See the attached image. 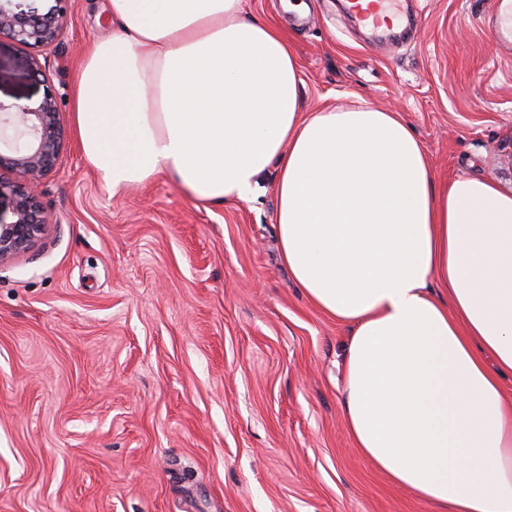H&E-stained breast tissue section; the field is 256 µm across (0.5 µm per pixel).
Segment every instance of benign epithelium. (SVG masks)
<instances>
[{"instance_id": "7a95c632", "label": "benign epithelium", "mask_w": 512, "mask_h": 512, "mask_svg": "<svg viewBox=\"0 0 512 512\" xmlns=\"http://www.w3.org/2000/svg\"><path fill=\"white\" fill-rule=\"evenodd\" d=\"M44 12L17 0H0V35L24 48L48 49L59 40L70 0H51ZM56 96L48 91L27 104L0 102V199H12L13 221L0 218V264L29 250L44 232L47 219L36 189L56 166L62 147ZM9 176H3V173Z\"/></svg>"}]
</instances>
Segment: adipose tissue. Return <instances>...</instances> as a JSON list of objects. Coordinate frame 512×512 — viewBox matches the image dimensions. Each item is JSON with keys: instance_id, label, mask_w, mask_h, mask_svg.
Instances as JSON below:
<instances>
[{"instance_id": "1", "label": "adipose tissue", "mask_w": 512, "mask_h": 512, "mask_svg": "<svg viewBox=\"0 0 512 512\" xmlns=\"http://www.w3.org/2000/svg\"><path fill=\"white\" fill-rule=\"evenodd\" d=\"M72 92L113 194L168 175L251 201L296 288L351 327L342 412L359 453L433 512H512V188L437 179L412 126L359 103L303 114L299 66L246 0H108Z\"/></svg>"}]
</instances>
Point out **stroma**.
Instances as JSON below:
<instances>
[{
	"label": "stroma",
	"instance_id": "stroma-1",
	"mask_svg": "<svg viewBox=\"0 0 512 512\" xmlns=\"http://www.w3.org/2000/svg\"><path fill=\"white\" fill-rule=\"evenodd\" d=\"M285 3L246 7L287 31L303 111L357 94L401 112L438 178L512 184L490 0H407L410 39L381 46L339 0ZM112 31L106 0H71L41 80L0 37V100L53 92L65 130L45 231L0 264V512H431L353 446L350 330L280 261L274 172L254 201L204 206L164 175L111 194L85 162L70 91Z\"/></svg>",
	"mask_w": 512,
	"mask_h": 512
}]
</instances>
